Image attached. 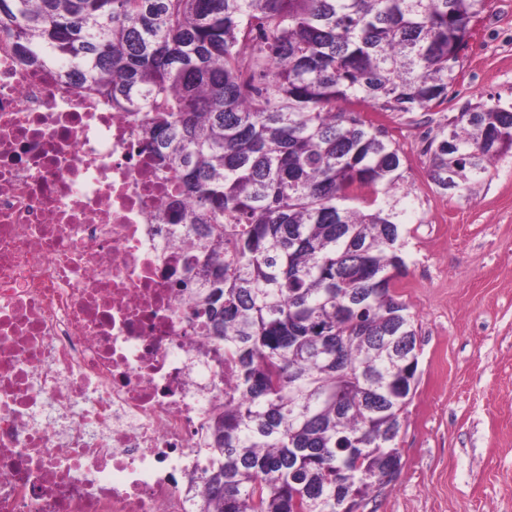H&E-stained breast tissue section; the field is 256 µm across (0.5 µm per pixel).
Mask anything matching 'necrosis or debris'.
Returning <instances> with one entry per match:
<instances>
[{
    "instance_id": "4bbe7bcc",
    "label": "necrosis or debris",
    "mask_w": 512,
    "mask_h": 512,
    "mask_svg": "<svg viewBox=\"0 0 512 512\" xmlns=\"http://www.w3.org/2000/svg\"><path fill=\"white\" fill-rule=\"evenodd\" d=\"M141 118L0 33V512H197L232 366L172 286L194 237Z\"/></svg>"
}]
</instances>
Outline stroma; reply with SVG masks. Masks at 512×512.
<instances>
[{
  "instance_id": "35a3bbf8",
  "label": "stroma",
  "mask_w": 512,
  "mask_h": 512,
  "mask_svg": "<svg viewBox=\"0 0 512 512\" xmlns=\"http://www.w3.org/2000/svg\"><path fill=\"white\" fill-rule=\"evenodd\" d=\"M499 100L512 101V0H486L445 103L382 117L411 189L397 292L419 367L401 475L364 512H512V152L461 193L436 189L425 152L438 124Z\"/></svg>"
}]
</instances>
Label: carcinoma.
I'll use <instances>...</instances> for the list:
<instances>
[{"label": "carcinoma", "instance_id": "cac0c4a2", "mask_svg": "<svg viewBox=\"0 0 512 512\" xmlns=\"http://www.w3.org/2000/svg\"><path fill=\"white\" fill-rule=\"evenodd\" d=\"M485 2L0 0L21 62L144 113L176 175L167 219L195 229L198 257L175 288L235 371L198 512H357L401 473L409 191L388 128L355 105L446 101ZM511 150L512 103L477 105L429 138L428 177L460 192ZM364 189L369 211L352 206Z\"/></svg>", "mask_w": 512, "mask_h": 512}]
</instances>
